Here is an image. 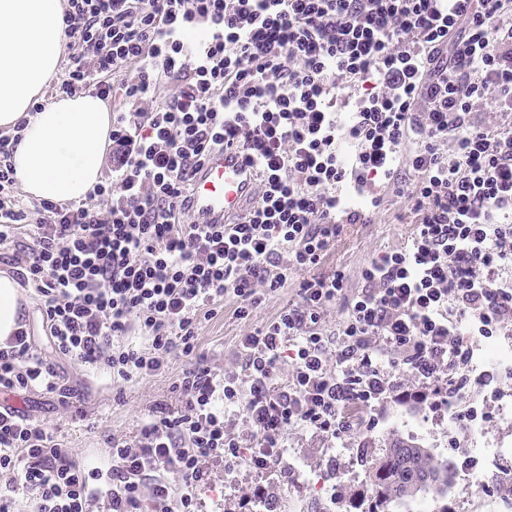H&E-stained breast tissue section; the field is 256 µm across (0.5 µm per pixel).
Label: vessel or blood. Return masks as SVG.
<instances>
[{"instance_id":"vessel-or-blood-1","label":"vessel or blood","mask_w":512,"mask_h":512,"mask_svg":"<svg viewBox=\"0 0 512 512\" xmlns=\"http://www.w3.org/2000/svg\"><path fill=\"white\" fill-rule=\"evenodd\" d=\"M259 171L236 151L211 155L192 185V209L199 224H222L238 215L252 195Z\"/></svg>"}]
</instances>
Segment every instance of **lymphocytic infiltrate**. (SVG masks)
Masks as SVG:
<instances>
[{
	"label": "lymphocytic infiltrate",
	"instance_id": "obj_1",
	"mask_svg": "<svg viewBox=\"0 0 512 512\" xmlns=\"http://www.w3.org/2000/svg\"><path fill=\"white\" fill-rule=\"evenodd\" d=\"M512 0H65L59 91L90 89L112 115L109 174L86 199L21 206L0 135V264L40 301L56 357L129 381L190 363L177 405H155L106 471L76 461L42 421L0 407V512H202L220 465L256 481L234 512H276L269 482L293 469L288 434L371 432L384 407L441 412L440 381L475 335L512 325ZM202 31L195 48L184 36ZM354 89L348 101L345 89ZM502 115L480 120L479 106ZM355 148L340 161L337 141ZM450 152H442V142ZM233 148L257 163V201L227 224L195 223L192 179ZM384 178L418 217L405 247L346 275L316 273L344 225L371 224ZM365 197L352 207L349 196ZM300 272L296 298L237 340L217 372L201 318L233 302L250 320ZM345 300L327 335L328 307ZM138 333L143 345L126 343ZM399 356L402 379L379 350ZM74 398L21 324L0 346V391ZM179 484H172L170 475Z\"/></svg>",
	"mask_w": 512,
	"mask_h": 512
}]
</instances>
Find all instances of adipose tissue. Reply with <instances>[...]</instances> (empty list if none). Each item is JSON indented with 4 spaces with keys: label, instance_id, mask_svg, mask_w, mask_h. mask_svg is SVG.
I'll return each instance as SVG.
<instances>
[{
    "label": "adipose tissue",
    "instance_id": "obj_1",
    "mask_svg": "<svg viewBox=\"0 0 512 512\" xmlns=\"http://www.w3.org/2000/svg\"><path fill=\"white\" fill-rule=\"evenodd\" d=\"M64 41L63 0H0V131L20 132L13 162L23 190L57 203L86 198L101 180L112 114L92 92L32 106L57 72ZM28 304L0 274V344Z\"/></svg>",
    "mask_w": 512,
    "mask_h": 512
}]
</instances>
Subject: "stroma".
Here are the masks:
<instances>
[{"mask_svg":"<svg viewBox=\"0 0 512 512\" xmlns=\"http://www.w3.org/2000/svg\"><path fill=\"white\" fill-rule=\"evenodd\" d=\"M416 218L403 199L385 193L384 203L374 223L347 224L324 259L322 270L342 269L348 277L349 288H356L363 265L402 246L411 235ZM288 287L266 294L251 321L235 318L232 307H225L213 319L201 320L198 326L200 352L217 367L236 359V342L247 324H260L278 312L292 299L297 276H290ZM59 365L68 383L78 396L73 405L64 407L57 400L37 391L0 394V406L19 407L21 411L48 423L60 443L79 461L107 464L111 461L113 439L129 438L136 432L151 405L174 403V381L186 366L182 357H170L162 373L130 382H113L105 374H85L73 361L63 358ZM500 386L512 391V378L498 375L489 365L481 377H467L463 383L464 397H481L489 415L483 435L495 441H512V420L500 415V403L490 396L489 387ZM386 415L394 416L392 429H380L368 438L357 435L323 438L307 430H296L288 437L290 461L296 471L317 474L316 482L303 487L298 503L288 512H356L350 507L347 493L362 492L369 486L361 461L381 453L387 445L389 431L415 439L435 454L459 463L457 450L448 448V423L421 408L388 405ZM336 459L335 475H328L324 460ZM252 481L248 472H240L232 481H224L221 469H214L212 480L200 490L204 512H226L232 507L241 490ZM342 498H334V491Z\"/></svg>","mask_w":512,"mask_h":512,"instance_id":"obj_1","label":"stroma"}]
</instances>
